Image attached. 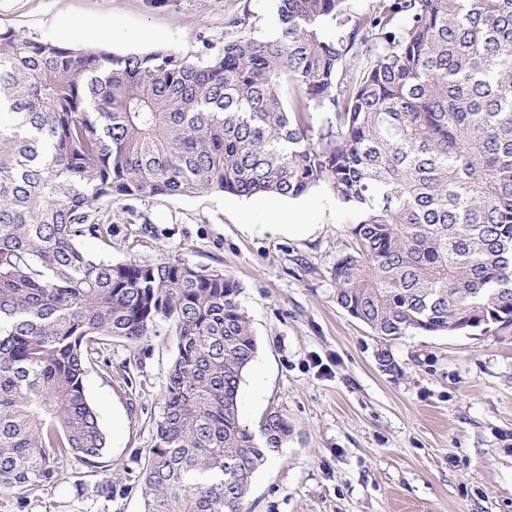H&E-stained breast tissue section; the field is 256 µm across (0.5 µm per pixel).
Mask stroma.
Wrapping results in <instances>:
<instances>
[{
    "label": "stroma",
    "instance_id": "stroma-1",
    "mask_svg": "<svg viewBox=\"0 0 512 512\" xmlns=\"http://www.w3.org/2000/svg\"><path fill=\"white\" fill-rule=\"evenodd\" d=\"M275 14L274 0H0V32L76 48L78 21L117 55L204 57L237 37L233 19L266 36ZM108 208L112 242L83 238L89 255L183 263L243 288L258 352L240 418L255 428L278 411L291 428L255 472L246 512H512V327L378 338L336 303L332 268L350 248L353 217L323 191L128 197ZM291 223L311 230L289 234ZM175 353L162 325L139 346L113 342L85 378L107 438L111 497L77 492L83 466L71 458L24 501L0 495V512H143L144 485L127 474L156 445Z\"/></svg>",
    "mask_w": 512,
    "mask_h": 512
}]
</instances>
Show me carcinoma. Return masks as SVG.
Listing matches in <instances>:
<instances>
[{
	"instance_id": "cac0c4a2",
	"label": "carcinoma",
	"mask_w": 512,
	"mask_h": 512,
	"mask_svg": "<svg viewBox=\"0 0 512 512\" xmlns=\"http://www.w3.org/2000/svg\"><path fill=\"white\" fill-rule=\"evenodd\" d=\"M274 35L206 58L118 56L0 32V492L74 457L112 497L84 377L160 323L176 354L141 471L144 512H245L287 418L244 424L258 343L240 284L186 264H112L102 203L330 194L355 217L336 304L383 341L512 326V0H276ZM381 45L346 81L356 42ZM330 113L320 126L311 105Z\"/></svg>"
}]
</instances>
